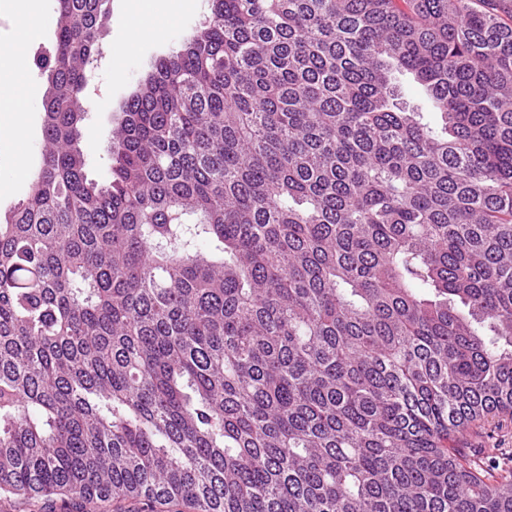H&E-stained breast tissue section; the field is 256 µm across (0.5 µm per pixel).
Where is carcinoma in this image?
Here are the masks:
<instances>
[{
    "mask_svg": "<svg viewBox=\"0 0 512 512\" xmlns=\"http://www.w3.org/2000/svg\"><path fill=\"white\" fill-rule=\"evenodd\" d=\"M103 0H56L0 223V492L512 512V23L488 0H210L86 175ZM410 75L440 129L404 101ZM512 416L505 414L500 417V424L502 428L490 429L486 427V430L479 432H470L466 435L463 441L462 448L466 450H476L485 456L495 457L500 452L512 451ZM491 432L492 436H487ZM502 450V451H501Z\"/></svg>",
    "mask_w": 512,
    "mask_h": 512,
    "instance_id": "carcinoma-1",
    "label": "carcinoma"
}]
</instances>
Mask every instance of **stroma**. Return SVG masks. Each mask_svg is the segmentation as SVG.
I'll return each instance as SVG.
<instances>
[{
	"mask_svg": "<svg viewBox=\"0 0 512 512\" xmlns=\"http://www.w3.org/2000/svg\"><path fill=\"white\" fill-rule=\"evenodd\" d=\"M137 0H106L101 19L99 53L94 58V89L86 90L87 116L82 123L80 146L88 158L90 179L103 182L110 176L107 152L112 127L120 106L160 57L178 49L210 15L208 0H194L191 7L171 14L167 0H158L154 22L163 28V41H146L132 32ZM18 0H0V51L17 50L23 57V73L40 89L30 97L22 135L0 144V220L27 193L39 164L42 145L43 98L47 75L37 65L52 48L57 14L55 0H42V30L30 44L14 47L12 40L19 14ZM0 512H191L181 504L150 506L139 500L107 501L85 506L70 500L0 499Z\"/></svg>",
	"mask_w": 512,
	"mask_h": 512,
	"instance_id": "35a3bbf8",
	"label": "stroma"
}]
</instances>
